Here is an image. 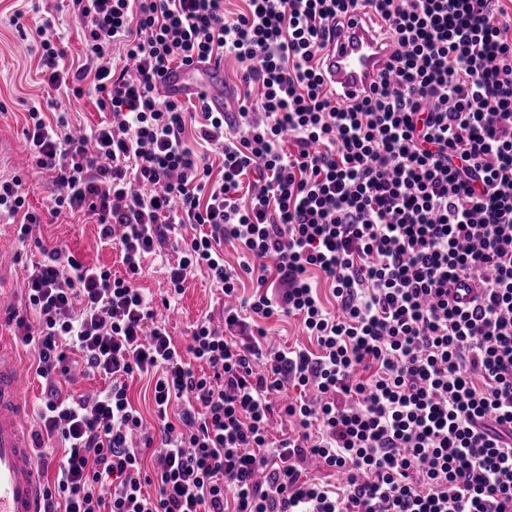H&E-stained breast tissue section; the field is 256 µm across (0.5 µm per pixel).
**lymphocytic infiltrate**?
Here are the masks:
<instances>
[{
	"label": "lymphocytic infiltrate",
	"mask_w": 512,
	"mask_h": 512,
	"mask_svg": "<svg viewBox=\"0 0 512 512\" xmlns=\"http://www.w3.org/2000/svg\"><path fill=\"white\" fill-rule=\"evenodd\" d=\"M70 2L82 62L67 64L54 19L36 25L55 97L30 104L24 135L53 174L47 213L93 216L125 273L65 245L26 271L38 419L64 449L45 512H512L504 0H245L231 16L224 0ZM359 10L393 52L369 91L342 100L322 59ZM227 57L247 89L234 117L201 94L162 96L166 70ZM60 93L95 94L105 120L74 131ZM190 112L221 172L189 146ZM42 215L23 175L0 176V222L20 242ZM189 225L199 234L185 237ZM226 241L243 247L239 265ZM166 249L174 293L198 273L228 297L254 288L184 348L156 318L170 298L135 283ZM283 316L316 350L266 344L265 322ZM75 364L103 388L68 393ZM137 376L153 386L160 438L141 432ZM289 386L303 397L278 403ZM275 417L292 435L272 437ZM313 458L343 485L306 476Z\"/></svg>",
	"instance_id": "lymphocytic-infiltrate-1"
}]
</instances>
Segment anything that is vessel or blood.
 <instances>
[{"label":"vessel or blood","instance_id":"b4317fda","mask_svg":"<svg viewBox=\"0 0 512 512\" xmlns=\"http://www.w3.org/2000/svg\"><path fill=\"white\" fill-rule=\"evenodd\" d=\"M390 53L367 20L354 18L326 51L325 77L345 96L360 95L381 74ZM201 91L213 111H223V63H211L200 81L181 69L169 71L161 79V93L170 99ZM21 388L22 371L0 342V512H42L39 458L29 438Z\"/></svg>","mask_w":512,"mask_h":512}]
</instances>
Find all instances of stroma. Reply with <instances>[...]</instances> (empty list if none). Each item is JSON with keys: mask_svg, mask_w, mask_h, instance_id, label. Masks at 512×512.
<instances>
[{"mask_svg": "<svg viewBox=\"0 0 512 512\" xmlns=\"http://www.w3.org/2000/svg\"><path fill=\"white\" fill-rule=\"evenodd\" d=\"M18 12L25 13L30 27L40 14L51 13L71 58L81 56L83 44L80 25L64 0H0V175L15 171L25 175L29 202L41 209L49 203L52 175L33 168L24 128L29 105L44 101L46 92L32 38L21 37L10 23ZM34 236L38 246L19 249L13 225L0 223V336L7 339L18 365L26 371L22 397L32 409L42 396L43 381L31 369L30 355L15 334L16 318L25 310V265L41 260L43 249L64 244L85 262L109 266L119 274L124 271L118 253L99 245L97 225L82 215L65 212L47 217ZM223 309L224 296L219 288L206 276L195 275L184 282L174 310L166 315L168 330L176 343L187 344L198 321L219 317Z\"/></svg>", "mask_w": 512, "mask_h": 512, "instance_id": "1", "label": "stroma"}]
</instances>
